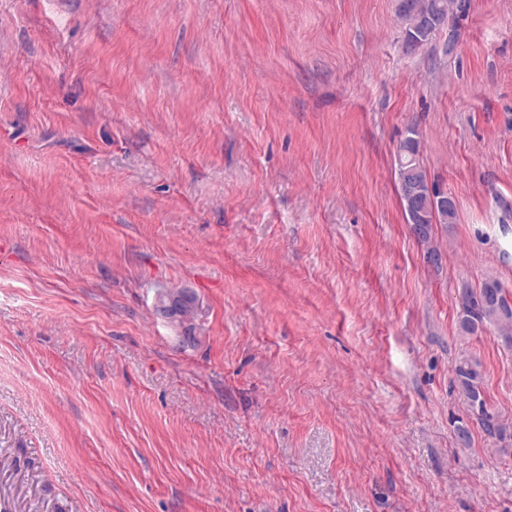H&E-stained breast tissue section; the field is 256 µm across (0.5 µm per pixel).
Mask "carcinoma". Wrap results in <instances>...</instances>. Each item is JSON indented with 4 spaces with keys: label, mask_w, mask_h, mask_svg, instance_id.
Listing matches in <instances>:
<instances>
[{
    "label": "carcinoma",
    "mask_w": 512,
    "mask_h": 512,
    "mask_svg": "<svg viewBox=\"0 0 512 512\" xmlns=\"http://www.w3.org/2000/svg\"><path fill=\"white\" fill-rule=\"evenodd\" d=\"M450 0H408L397 6L398 16L405 25L404 41L412 39L429 44L448 20ZM435 17V24L425 29L418 24L422 15ZM397 180L399 196L406 222L416 224L454 223L456 209H431L429 194H439L436 184L428 181L420 157V134L416 127L408 128V137L399 143ZM507 292L496 280H488L479 289L464 288L459 295L458 326L465 334H475L493 325L500 330L505 343L512 344V314L504 317L501 309L507 305ZM460 392L468 411L482 431L503 438L498 416L490 411L483 390L479 363L464 361L456 366Z\"/></svg>",
    "instance_id": "cac0c4a2"
}]
</instances>
